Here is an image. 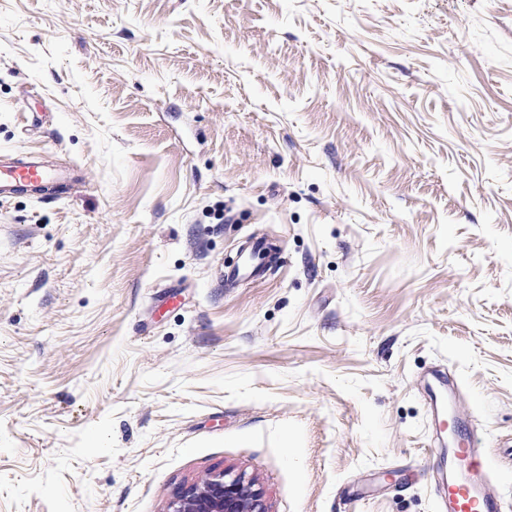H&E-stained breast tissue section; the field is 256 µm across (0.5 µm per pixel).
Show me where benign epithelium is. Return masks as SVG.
<instances>
[{
  "label": "benign epithelium",
  "mask_w": 512,
  "mask_h": 512,
  "mask_svg": "<svg viewBox=\"0 0 512 512\" xmlns=\"http://www.w3.org/2000/svg\"><path fill=\"white\" fill-rule=\"evenodd\" d=\"M167 512H267L263 492L241 475L205 476L184 487Z\"/></svg>",
  "instance_id": "benign-epithelium-1"
}]
</instances>
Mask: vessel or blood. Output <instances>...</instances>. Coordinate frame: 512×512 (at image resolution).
Instances as JSON below:
<instances>
[{
	"label": "vessel or blood",
	"mask_w": 512,
	"mask_h": 512,
	"mask_svg": "<svg viewBox=\"0 0 512 512\" xmlns=\"http://www.w3.org/2000/svg\"><path fill=\"white\" fill-rule=\"evenodd\" d=\"M61 179L60 173L35 159L0 162V195L38 194ZM434 422L437 436L451 440L448 447L439 449L435 461L440 512H506L503 498L488 483L489 467L475 439L462 435V419L438 414Z\"/></svg>",
	"instance_id": "1"
}]
</instances>
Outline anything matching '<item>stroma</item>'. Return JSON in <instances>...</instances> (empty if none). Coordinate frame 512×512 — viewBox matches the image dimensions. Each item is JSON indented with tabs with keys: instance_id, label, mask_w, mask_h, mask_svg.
I'll list each match as a JSON object with an SVG mask.
<instances>
[{
	"instance_id": "1",
	"label": "stroma",
	"mask_w": 512,
	"mask_h": 512,
	"mask_svg": "<svg viewBox=\"0 0 512 512\" xmlns=\"http://www.w3.org/2000/svg\"><path fill=\"white\" fill-rule=\"evenodd\" d=\"M0 157V512H438L434 370L512 499V0H0ZM63 176L42 162L32 159L24 162H0V195L17 193L38 194L50 183ZM244 476H205L184 487L166 512H267L263 492Z\"/></svg>"
}]
</instances>
